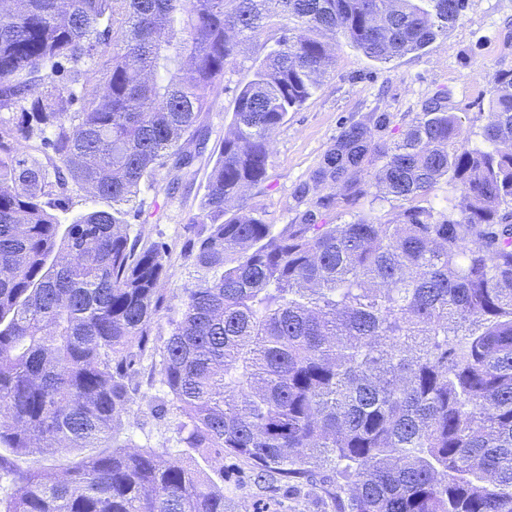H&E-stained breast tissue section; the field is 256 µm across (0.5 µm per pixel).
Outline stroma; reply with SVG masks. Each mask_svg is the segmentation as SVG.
I'll return each mask as SVG.
<instances>
[{"label": "stroma", "mask_w": 512, "mask_h": 512, "mask_svg": "<svg viewBox=\"0 0 512 512\" xmlns=\"http://www.w3.org/2000/svg\"><path fill=\"white\" fill-rule=\"evenodd\" d=\"M271 42L268 31L246 42L235 65L225 70L211 108L202 116L209 129V147L223 140L234 111L235 89ZM503 70H512V0H468L447 35L422 52L387 63L369 60L344 39H337L334 62L314 95L300 111L289 113L274 133L267 180L247 190V206L265 213L271 223H291L295 185L308 179L342 124L372 112L392 113L401 129L420 112L424 100L444 91L449 111L460 116L465 132H479L487 122L495 77ZM208 171L207 158H200L181 172L173 196L151 190L142 194L149 214L143 226L145 238L166 242L172 249L162 284L164 294L192 287L195 281L193 268L178 251L183 237L194 230L189 219L199 212ZM160 393V386L141 384L121 437L135 446L176 451L180 448V413L172 408L166 416L155 417L153 400ZM323 480V473H312L292 493L287 480L255 483L244 458L224 457V499L232 512H339L338 505L325 497Z\"/></svg>", "instance_id": "35a3bbf8"}]
</instances>
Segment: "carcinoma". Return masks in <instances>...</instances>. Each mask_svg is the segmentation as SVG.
I'll return each instance as SVG.
<instances>
[{"label": "carcinoma", "mask_w": 512, "mask_h": 512, "mask_svg": "<svg viewBox=\"0 0 512 512\" xmlns=\"http://www.w3.org/2000/svg\"><path fill=\"white\" fill-rule=\"evenodd\" d=\"M466 0H8L0 5V447L100 448L21 471L3 512H231L224 451L255 480L331 475L342 512H512V71L471 143L448 95L399 136L341 127L277 229L244 201L272 135L344 38L389 62L448 33ZM279 34L238 86L181 256L159 382L187 459L118 442L168 246L143 188L202 157V114L241 45ZM98 77L101 91L87 82ZM80 107L70 111V106ZM38 138L44 160L19 142ZM112 201L66 228L74 186ZM445 196L434 202L436 191ZM391 209H384V204ZM349 217L326 221L325 212Z\"/></svg>", "instance_id": "carcinoma-1"}]
</instances>
